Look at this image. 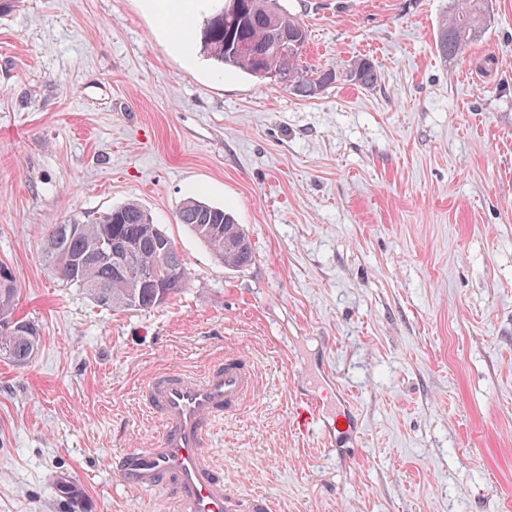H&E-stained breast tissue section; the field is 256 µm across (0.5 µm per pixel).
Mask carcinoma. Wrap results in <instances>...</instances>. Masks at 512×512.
Instances as JSON below:
<instances>
[{
  "mask_svg": "<svg viewBox=\"0 0 512 512\" xmlns=\"http://www.w3.org/2000/svg\"><path fill=\"white\" fill-rule=\"evenodd\" d=\"M236 16L224 15L216 6L201 30L203 53L217 64L238 69L260 82H276L300 97H313L340 78L362 89L378 84V73L366 59L347 64L342 73L328 69L312 70L302 65L307 32L279 0H240ZM489 0H452L450 12L438 29L436 50L443 57L456 59L478 40L484 30ZM248 43L261 52L244 51ZM178 223L185 225L203 242L214 257L230 268H243L252 261L250 243L231 213L195 197L182 202ZM72 234H61L58 225L48 230L42 250L43 260L60 281L82 288L93 302L112 309L151 308L158 295L141 288L134 278H119L112 267L97 258L100 242L107 236L129 240L136 245V266L155 268L160 250L167 254L163 267L170 299L190 283V273L174 241L157 225L147 211L134 201L126 202L90 222L75 220ZM18 295L16 280L0 283V318L13 319ZM26 329L10 336L0 335V356L16 366L28 365L29 352L39 347L36 326L26 321Z\"/></svg>",
  "mask_w": 512,
  "mask_h": 512,
  "instance_id": "cac0c4a2",
  "label": "carcinoma"
}]
</instances>
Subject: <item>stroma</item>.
I'll list each match as a JSON object with an SVG mask.
<instances>
[{
	"instance_id": "35a3bbf8",
	"label": "stroma",
	"mask_w": 512,
	"mask_h": 512,
	"mask_svg": "<svg viewBox=\"0 0 512 512\" xmlns=\"http://www.w3.org/2000/svg\"><path fill=\"white\" fill-rule=\"evenodd\" d=\"M309 65L370 60L306 99L171 52L143 0H13L0 13V264L37 325L0 358V512H171L110 468L158 424L137 390L250 351L259 393L209 447L276 512H512V0L439 56L448 0H282ZM230 211L251 265L227 268L177 211ZM191 273L115 311L57 280L47 228L129 201ZM316 393L332 448L298 435ZM356 417L346 435L347 417ZM73 494L62 492L63 485ZM339 77L362 89H372L378 83V73L366 59L354 60L347 64L342 73H339ZM18 322L23 323L28 329L16 331L12 336H2L0 334V357L10 360L16 366L28 365L29 352L34 350L33 358L37 353L40 344V334L36 326L22 319Z\"/></svg>"
}]
</instances>
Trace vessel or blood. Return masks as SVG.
I'll use <instances>...</instances> for the list:
<instances>
[{
	"instance_id": "1",
	"label": "vessel or blood",
	"mask_w": 512,
	"mask_h": 512,
	"mask_svg": "<svg viewBox=\"0 0 512 512\" xmlns=\"http://www.w3.org/2000/svg\"><path fill=\"white\" fill-rule=\"evenodd\" d=\"M257 374L249 354L231 349L203 373L163 368L141 385L138 400L160 423L156 440L115 454L111 466L124 486L169 495L172 512H274L262 496L242 499L214 464L207 444L216 423L239 414L254 396ZM292 421L301 433L324 422L320 400L297 399Z\"/></svg>"
}]
</instances>
